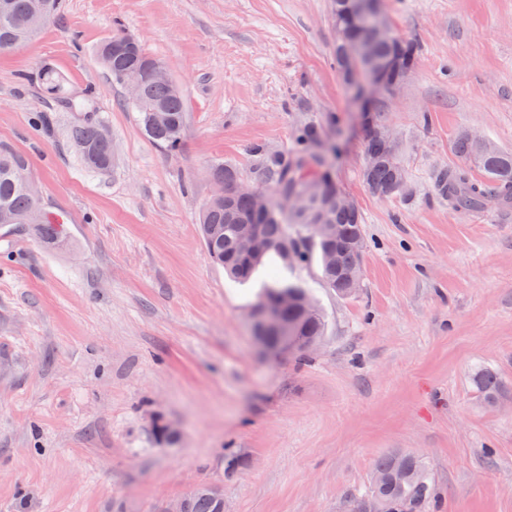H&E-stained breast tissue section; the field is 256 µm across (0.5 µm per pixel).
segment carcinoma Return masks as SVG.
<instances>
[{
  "label": "carcinoma",
  "mask_w": 512,
  "mask_h": 512,
  "mask_svg": "<svg viewBox=\"0 0 512 512\" xmlns=\"http://www.w3.org/2000/svg\"><path fill=\"white\" fill-rule=\"evenodd\" d=\"M61 0H0V50L26 41L53 22L60 11ZM418 43L413 39L382 40L372 52L381 62L398 61L406 67L416 62ZM98 56L112 76V82L122 84L126 70L142 72L143 87L140 99L126 101L137 112L142 133L170 152L181 146L186 120L185 101L174 83H162L151 76V67L159 59L149 55L130 37L116 32L98 49ZM44 88L52 95H65L61 76L50 68L39 73ZM71 138L77 145L81 162L93 172L112 169V138L101 121H87L74 127ZM462 165L441 168L434 173L437 194L459 212L483 209L491 199L499 203L512 200V152L487 143L476 144L466 134L453 143ZM365 156L376 159L375 164L361 172L365 189L378 198L402 195L406 186L399 184V173L405 171L400 160V148L392 147L371 136L364 137ZM254 153L262 159L261 186L267 188L272 202L267 212L256 211L251 196L238 194L229 202L208 199L199 219L204 247L213 261L234 281H247L266 260L286 267L315 261L319 264L320 280L336 292L349 298L362 285V260L367 248L363 216L359 207L345 209L331 204L320 196L308 199L303 214L288 212L280 207V199L304 187L330 178L325 170V158L319 149L316 134L303 128L297 146L286 153H271L258 145ZM475 165L483 179L470 177L469 166ZM29 162L25 155L0 145V225L32 224L39 239L54 244L63 235L62 225L45 216L39 203L28 194ZM214 182L229 184L240 180L238 172L217 165L211 169ZM259 224L269 246L260 254L248 257L239 253L238 225ZM313 224H340L345 235L336 238L324 232L311 233ZM336 252L337 265L329 267L326 256ZM280 318L295 337L288 355L305 362L311 348L316 346L326 330V319L309 289L298 283L274 281L268 284L255 307L261 308L281 298ZM497 374L486 373L479 379V388L489 400L501 389ZM249 467V459L235 448L224 449V478L232 479ZM221 487L201 483L184 495L186 512H218ZM437 494L433 478L425 463L409 453L379 458L374 464L373 478L368 490L356 500L355 512H429L436 507Z\"/></svg>",
  "instance_id": "1"
}]
</instances>
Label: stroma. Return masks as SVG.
I'll list each match as a JSON object with an SVG mask.
<instances>
[{"mask_svg": "<svg viewBox=\"0 0 512 512\" xmlns=\"http://www.w3.org/2000/svg\"><path fill=\"white\" fill-rule=\"evenodd\" d=\"M419 44L377 102L400 136L407 191L361 182L360 107L336 69L330 0H62L31 40L0 51V144L25 153L64 226L44 244L0 227V512H154L203 482L227 512H352L376 460L422 458L435 512H512V205L461 213L433 187L461 132L512 151V0H385ZM184 91L179 151L141 132L97 56L115 30ZM60 74L93 110L45 96ZM51 118L40 128V114ZM114 165L85 169L70 134L88 116ZM316 127L363 213V285L342 299L317 265L228 280L198 230L212 166L259 181L255 145L290 150ZM303 281L326 317L309 362L261 355L248 313L261 282ZM498 374L486 401L476 377ZM170 422L175 438L157 436ZM250 464L224 479V451Z\"/></svg>", "mask_w": 512, "mask_h": 512, "instance_id": "stroma-1", "label": "stroma"}]
</instances>
